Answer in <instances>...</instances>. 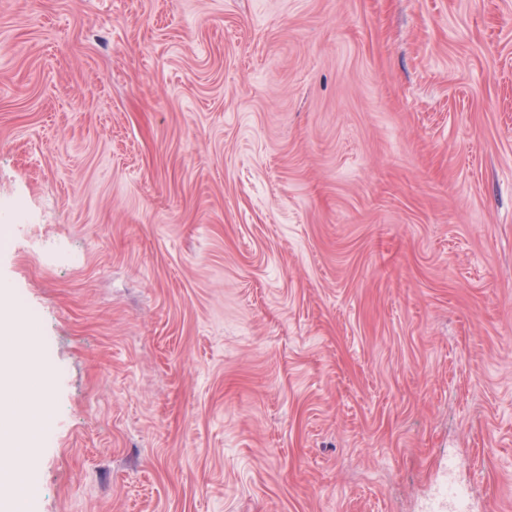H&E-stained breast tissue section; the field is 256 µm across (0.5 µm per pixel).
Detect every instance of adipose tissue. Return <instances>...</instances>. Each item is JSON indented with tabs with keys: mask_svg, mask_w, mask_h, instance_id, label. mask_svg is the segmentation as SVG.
Listing matches in <instances>:
<instances>
[{
	"mask_svg": "<svg viewBox=\"0 0 512 512\" xmlns=\"http://www.w3.org/2000/svg\"><path fill=\"white\" fill-rule=\"evenodd\" d=\"M17 318L8 291H0V512H31L35 483L31 468L10 464L32 454L49 426L52 405L32 347L15 341Z\"/></svg>",
	"mask_w": 512,
	"mask_h": 512,
	"instance_id": "adipose-tissue-1",
	"label": "adipose tissue"
}]
</instances>
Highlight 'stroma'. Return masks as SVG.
<instances>
[{
    "instance_id": "1",
    "label": "stroma",
    "mask_w": 512,
    "mask_h": 512,
    "mask_svg": "<svg viewBox=\"0 0 512 512\" xmlns=\"http://www.w3.org/2000/svg\"><path fill=\"white\" fill-rule=\"evenodd\" d=\"M32 512H512V0H0Z\"/></svg>"
}]
</instances>
